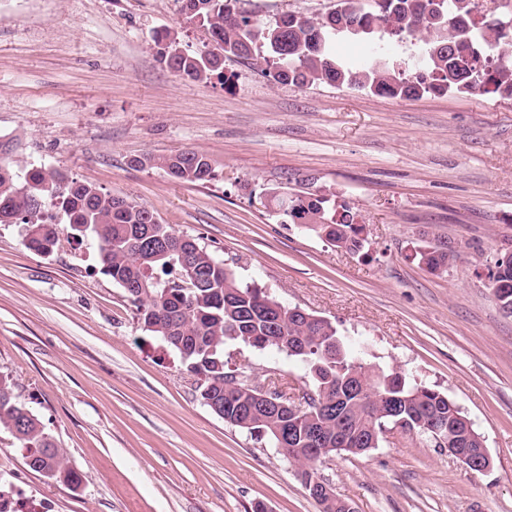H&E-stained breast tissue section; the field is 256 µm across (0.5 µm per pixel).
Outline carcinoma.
<instances>
[{
    "label": "carcinoma",
    "mask_w": 512,
    "mask_h": 512,
    "mask_svg": "<svg viewBox=\"0 0 512 512\" xmlns=\"http://www.w3.org/2000/svg\"><path fill=\"white\" fill-rule=\"evenodd\" d=\"M237 0H182L187 17L206 28L213 48L188 53L169 42L161 61L174 73L196 81L220 74L224 59L256 57L273 81L305 87L327 83L376 95L418 98L450 90L497 93L512 98V23H484L475 0H338L322 19L282 16L260 23L236 10ZM367 41L370 58L346 64L330 52L339 34ZM417 41V51L400 57L394 43ZM12 146L0 141V224L26 225V249L49 254L62 238H92L102 274L124 289L143 329L176 350L186 370L198 377L200 397L234 427L268 438L296 468L301 482L321 478L318 459L305 436L316 430L328 455L359 456L378 447L394 423L450 450L480 448L484 438L448 395L365 358L362 341L344 339L331 322L291 312L271 302L255 281L236 271L197 239L180 235L144 205L104 193L89 183L42 167L21 175L9 161ZM166 170L184 183L213 178L210 159L181 151L135 160ZM286 224H303L335 246L360 228L345 206L318 191L274 196ZM436 270L448 252L421 253ZM489 278L496 292L512 300V256L495 262ZM232 340L258 350H274L300 361L313 381L321 408L278 411L249 390L246 372L224 368V344ZM0 429L25 449V465L49 479L80 484L66 454L45 432L40 419L19 402L9 375L0 372ZM294 430L295 442L279 436Z\"/></svg>",
    "instance_id": "carcinoma-1"
}]
</instances>
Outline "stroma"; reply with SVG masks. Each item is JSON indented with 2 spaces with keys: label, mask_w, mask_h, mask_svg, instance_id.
<instances>
[{
  "label": "stroma",
  "mask_w": 512,
  "mask_h": 512,
  "mask_svg": "<svg viewBox=\"0 0 512 512\" xmlns=\"http://www.w3.org/2000/svg\"><path fill=\"white\" fill-rule=\"evenodd\" d=\"M336 0H239L271 22L323 17ZM204 29L179 0H0V137L19 171L42 167L151 206L289 306L363 338L373 362L447 393L483 436L470 470L415 434H387L320 472L356 512H512V313L489 286L512 255V99L450 91L416 99L273 83L228 60L197 82L158 56ZM194 150L214 177L183 183L147 157ZM144 166H136V159ZM334 194L366 233L346 253L260 202L305 184ZM0 224V371L43 421L78 488L30 470L0 431L10 512H320L267 438L201 400L180 355L145 332L96 244L50 254ZM452 249L431 271L418 252ZM227 369L304 386L300 362L226 342Z\"/></svg>",
  "instance_id": "1"
}]
</instances>
